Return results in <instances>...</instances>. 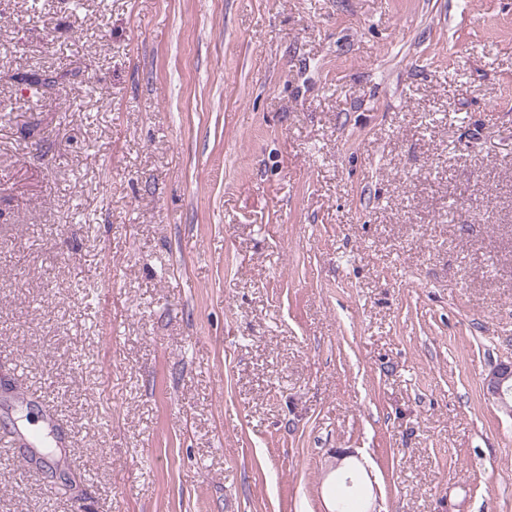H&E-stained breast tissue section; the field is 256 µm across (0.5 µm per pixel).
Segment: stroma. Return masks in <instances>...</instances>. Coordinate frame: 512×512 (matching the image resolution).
<instances>
[{
  "mask_svg": "<svg viewBox=\"0 0 512 512\" xmlns=\"http://www.w3.org/2000/svg\"><path fill=\"white\" fill-rule=\"evenodd\" d=\"M508 359L512 0H0V512H512ZM487 395L498 404L507 405L508 394L512 390V360L500 361L485 377Z\"/></svg>",
  "mask_w": 512,
  "mask_h": 512,
  "instance_id": "35a3bbf8",
  "label": "stroma"
}]
</instances>
